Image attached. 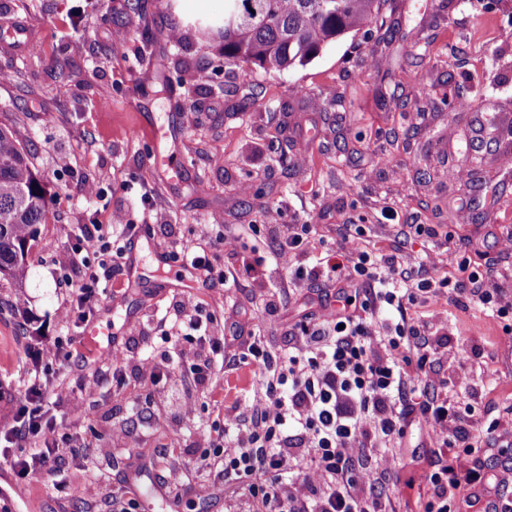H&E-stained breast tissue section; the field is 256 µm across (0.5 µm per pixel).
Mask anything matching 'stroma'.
I'll return each instance as SVG.
<instances>
[{"mask_svg":"<svg viewBox=\"0 0 512 512\" xmlns=\"http://www.w3.org/2000/svg\"><path fill=\"white\" fill-rule=\"evenodd\" d=\"M224 0H0V30L20 28L18 51L0 42V126L28 134L26 148L48 197L40 236L52 250L33 247L21 285L0 282V432L7 431L32 378L54 379L77 390L93 365L70 359L46 366L42 344H76L81 330L64 319L79 277L59 264L80 224H110L124 209L134 224L155 217L136 236L138 274L123 276L94 316L103 344L134 355L161 352L159 326L171 302L191 293L218 322L260 312L262 288L171 283L160 227L208 247L224 223L260 225L244 252L269 255L278 242L265 224L314 225L317 250L336 248L347 224H366L369 241L402 263L439 275L483 273L506 319L462 306L456 291L435 305L419 300L415 320L448 330L435 354L433 379L449 400L478 393L462 423L479 432L487 412L500 426L474 453H459L467 470L483 464L504 472L501 443L512 441V0H382L377 18L324 49L303 67L269 73L226 63L203 51L199 19L215 18ZM181 32L171 43L163 33ZM73 64L69 81L56 79V62ZM70 158L57 166L58 155ZM165 158L173 172L152 174ZM101 199L83 201L82 182ZM426 224L430 235L416 236ZM26 305L16 308L17 295ZM325 294L304 282L287 290L278 326L266 332L272 350L287 348L296 323L318 312ZM473 348L456 361L459 345ZM180 396L193 401V419L179 418L150 381L127 375L123 385L103 373L101 396L86 418L66 421L93 448L92 463L60 457L57 467L81 493L57 490L43 473L16 478L0 463V485L20 495L32 512H113L126 482L138 491L133 512H252L246 481L225 482L224 464L201 469L197 448L204 429H221L224 412L253 392L252 369L227 371L222 390L194 383L188 363L174 371ZM126 433L113 441V429ZM146 448L128 458L124 443ZM395 479L411 463L429 464L437 450L426 430L409 428L394 448ZM212 487L197 497L199 483Z\"/></svg>","mask_w":512,"mask_h":512,"instance_id":"35a3bbf8","label":"stroma"}]
</instances>
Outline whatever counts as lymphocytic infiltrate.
<instances>
[{"label": "lymphocytic infiltrate", "instance_id": "1", "mask_svg": "<svg viewBox=\"0 0 512 512\" xmlns=\"http://www.w3.org/2000/svg\"><path fill=\"white\" fill-rule=\"evenodd\" d=\"M310 231L309 225L298 224L284 237L278 225H268V234L280 241L268 258L239 252V235L224 232L214 247L235 258L224 267L185 242H175L168 252L169 261L199 272L210 284H270L274 272L288 269L294 281L321 282L336 296L335 305L298 325L296 342L285 351L269 350L260 339L262 325L277 320L276 301L266 303L261 324L231 325L228 337L249 338L242 356L258 370V389L225 414L222 431L203 434L199 445L221 449L225 477L253 478L254 512H386L381 499L367 489L391 473L389 444L401 441L408 427L431 430L442 448L478 445L475 435L460 426L454 406L429 392L431 345L409 317V307L421 297L440 302L451 287L467 292L469 302L489 316L502 318L507 310L496 307L478 274L458 281L415 279L400 269L397 256L354 253L353 243L366 234L362 225H349L339 261L314 256ZM135 235V225L119 211L112 214L111 235H104L99 224L79 225L75 243L63 256L69 269L83 274L69 310L76 322L84 324L94 316L102 284L123 274ZM92 248L98 253L93 267L85 258ZM215 322L193 296H184L170 304L162 319L166 350L135 358L116 348L100 353L97 363L115 375L131 370L157 384L187 356L196 382L217 388L213 367L226 337L214 334ZM66 393L61 384L35 385L18 410L7 434L18 478L50 471L61 451L87 453L84 441L58 435L56 422L44 417L45 398ZM368 455L374 456L373 465L364 464ZM483 480L480 471H458L442 456L429 469L410 475L405 486L432 487L424 512H458V490Z\"/></svg>", "mask_w": 512, "mask_h": 512}]
</instances>
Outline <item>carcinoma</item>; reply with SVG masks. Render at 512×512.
<instances>
[{"label":"carcinoma","instance_id":"obj_1","mask_svg":"<svg viewBox=\"0 0 512 512\" xmlns=\"http://www.w3.org/2000/svg\"><path fill=\"white\" fill-rule=\"evenodd\" d=\"M380 0H225L217 34L224 61L282 72L305 66L331 43L361 30ZM28 134L0 126V281L23 277L26 258L41 243L44 189L29 153Z\"/></svg>","mask_w":512,"mask_h":512}]
</instances>
